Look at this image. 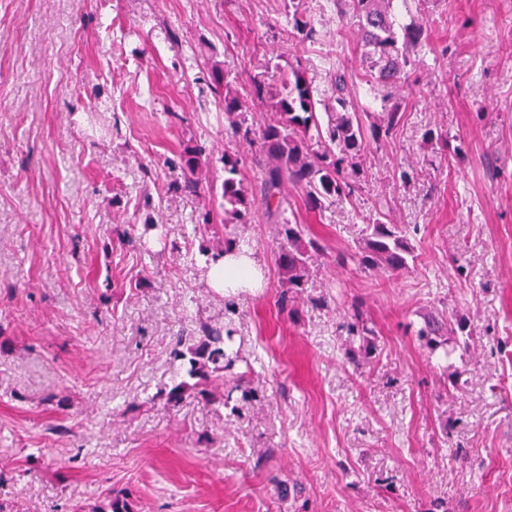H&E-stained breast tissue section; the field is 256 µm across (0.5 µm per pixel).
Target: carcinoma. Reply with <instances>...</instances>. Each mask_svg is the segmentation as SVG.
<instances>
[{"label":"carcinoma","mask_w":512,"mask_h":512,"mask_svg":"<svg viewBox=\"0 0 512 512\" xmlns=\"http://www.w3.org/2000/svg\"><path fill=\"white\" fill-rule=\"evenodd\" d=\"M430 0H336L340 17H350L356 27L360 49L359 65L364 70L366 96L380 103L377 112H359L353 104L345 72L336 70L329 91L309 79L306 72L291 67L278 86L259 77L249 79V97L241 96L224 71H213L216 94L222 98L224 120L232 137L259 140L263 153L261 201L269 214L278 217L277 236L281 246L275 263L288 292L298 294L309 280L312 263L324 252L320 239L307 233L303 224L288 216L290 202L284 187L291 185L304 193L311 212H322L326 205L355 193L372 145L388 138L399 126L403 113L392 99L402 97L408 89L406 68L410 52L428 46L426 29L419 17L425 14ZM409 15V22L398 20V13ZM290 36L298 43L313 42L319 33L307 19L303 0H288ZM270 108L274 118L255 130L245 123L243 114L251 104ZM326 110L327 124L321 126L317 106ZM423 141L442 150H452L448 131L428 129ZM204 152L198 145L185 146L180 157L184 174L181 190L193 194L200 186L198 172L206 166ZM224 181V248L212 252L201 250L206 269H211L224 254L237 246L235 226L249 224L255 214V196L240 173L237 154L226 150L221 157ZM360 264L368 270L400 272L409 268L414 250L402 224H386L376 217L366 225L359 245ZM351 336H370L359 308H353L347 324ZM474 325L467 315H428L418 329L420 340L431 350L441 347L444 356L454 348H468L467 339ZM233 329L204 325L199 331L181 330L175 336L174 358L181 361L172 385L160 390L157 397L170 407H177L194 395L207 403L229 404L232 392L242 387L243 377L230 379L231 392L216 398L224 386V371L233 368L236 358L226 353L224 337ZM91 512H134L125 496H113L91 508Z\"/></svg>","instance_id":"cac0c4a2"}]
</instances>
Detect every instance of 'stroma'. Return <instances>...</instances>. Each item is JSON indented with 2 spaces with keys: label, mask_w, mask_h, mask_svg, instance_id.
<instances>
[{
  "label": "stroma",
  "mask_w": 512,
  "mask_h": 512,
  "mask_svg": "<svg viewBox=\"0 0 512 512\" xmlns=\"http://www.w3.org/2000/svg\"><path fill=\"white\" fill-rule=\"evenodd\" d=\"M288 35V0H0V503L90 512H512V0H436L411 53L402 122L359 189L323 213L288 189L325 251L281 305L275 222L239 225L263 285L224 294L197 258L223 247L220 157L259 185L258 145L231 140L221 68L319 86L338 58L365 89L334 6ZM448 129L450 158L422 142ZM208 163L180 191L187 142ZM410 227L416 259L369 271L366 220ZM165 227L164 237L145 232ZM374 330L349 335L352 302ZM468 313L469 350L417 336L424 314ZM232 325L256 399L156 394L174 334Z\"/></svg>",
  "instance_id": "1"
}]
</instances>
